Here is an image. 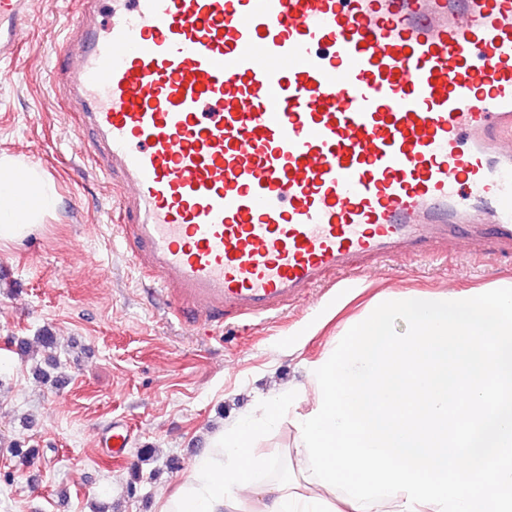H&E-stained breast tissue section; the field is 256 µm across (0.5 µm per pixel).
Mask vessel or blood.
Here are the masks:
<instances>
[{
  "label": "vessel or blood",
  "instance_id": "b4317fda",
  "mask_svg": "<svg viewBox=\"0 0 512 512\" xmlns=\"http://www.w3.org/2000/svg\"><path fill=\"white\" fill-rule=\"evenodd\" d=\"M0 0V57L24 40ZM51 72L130 264L201 335L364 262L512 253V0H77ZM134 430L96 434L104 458Z\"/></svg>",
  "mask_w": 512,
  "mask_h": 512
}]
</instances>
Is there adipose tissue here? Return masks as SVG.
<instances>
[{"mask_svg": "<svg viewBox=\"0 0 512 512\" xmlns=\"http://www.w3.org/2000/svg\"><path fill=\"white\" fill-rule=\"evenodd\" d=\"M14 173L28 191L17 211L0 209V244L31 235L57 204L38 166L7 155L0 196ZM306 374L308 390L214 436L159 512H512V286L379 294ZM285 413L295 472L265 482L255 444Z\"/></svg>", "mask_w": 512, "mask_h": 512, "instance_id": "adipose-tissue-1", "label": "adipose tissue"}]
</instances>
